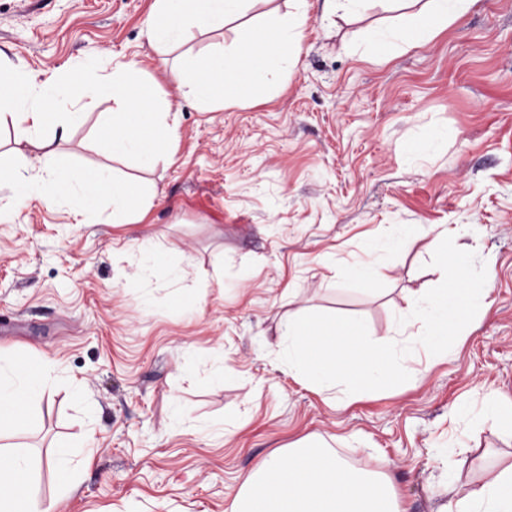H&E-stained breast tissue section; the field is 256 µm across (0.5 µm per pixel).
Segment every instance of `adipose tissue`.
<instances>
[{
	"label": "adipose tissue",
	"mask_w": 512,
	"mask_h": 512,
	"mask_svg": "<svg viewBox=\"0 0 512 512\" xmlns=\"http://www.w3.org/2000/svg\"><path fill=\"white\" fill-rule=\"evenodd\" d=\"M295 10L283 22L253 27L234 54L223 45L193 57L180 80L187 96L207 109L223 104L240 79L260 83L274 63L296 55L310 20L307 0H293ZM472 0H391L397 12L390 31L369 29L373 48L390 44L416 45L449 19L468 11ZM248 0H154L146 26L151 46L172 48L193 31L223 34L225 27L244 18ZM139 65L129 62L113 69L95 86L81 81L59 84L55 78L0 65V110L12 115L16 134L30 154L7 172L14 201L8 217H16L31 199L45 204L73 203L85 219L111 206L112 221L127 224L147 203L149 192L103 168L91 177L63 168L55 137L46 135V121L61 132L80 124L95 97L112 102V131L106 140L112 156L136 154L149 169L172 160L174 127L167 121L169 105L141 83ZM49 365L32 370L11 365L0 368V425L11 423L17 402L32 403L49 378ZM32 466L22 452L0 447V512H38L27 494H17V478L30 477ZM457 495L451 512H512V464L473 484L455 478ZM230 512H401L391 477L382 471L355 468L329 446L302 440L272 451L243 481Z\"/></svg>",
	"instance_id": "obj_1"
}]
</instances>
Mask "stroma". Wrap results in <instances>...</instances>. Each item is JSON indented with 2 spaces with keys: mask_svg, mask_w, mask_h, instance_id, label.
Returning a JSON list of instances; mask_svg holds the SVG:
<instances>
[{
  "mask_svg": "<svg viewBox=\"0 0 512 512\" xmlns=\"http://www.w3.org/2000/svg\"><path fill=\"white\" fill-rule=\"evenodd\" d=\"M154 0H0V62L88 84L129 60L170 104L174 161L139 171L97 137L100 98L59 147L156 190L131 224H84L33 200L0 222V360L52 366L5 443L71 452L43 512H228L268 454L310 437L391 473L404 512H442L448 475L512 461V432L482 413L512 403V0H474L426 43L390 52L379 0L350 18L308 0L288 71L200 108L173 74L210 37L149 46ZM421 238L398 250L407 228ZM487 269L489 309L443 354L407 356L397 387L322 393L277 343L289 310L366 321L383 342L426 285L442 230ZM373 260L375 285L355 274Z\"/></svg>",
  "mask_w": 512,
  "mask_h": 512,
  "instance_id": "1",
  "label": "stroma"
}]
</instances>
